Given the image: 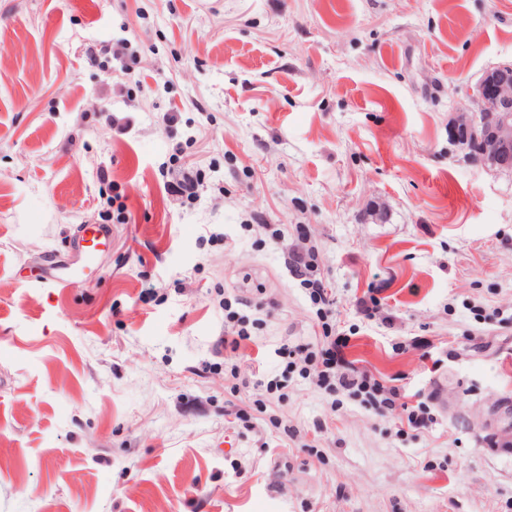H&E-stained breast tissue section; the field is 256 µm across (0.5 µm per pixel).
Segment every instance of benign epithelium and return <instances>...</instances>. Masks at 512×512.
<instances>
[{
    "label": "benign epithelium",
    "mask_w": 512,
    "mask_h": 512,
    "mask_svg": "<svg viewBox=\"0 0 512 512\" xmlns=\"http://www.w3.org/2000/svg\"><path fill=\"white\" fill-rule=\"evenodd\" d=\"M479 110L458 112L451 120L455 141L494 163L512 167V66L486 72L476 85Z\"/></svg>",
    "instance_id": "benign-epithelium-1"
}]
</instances>
